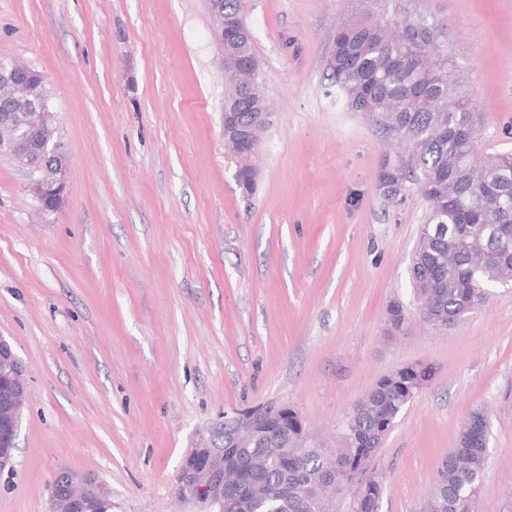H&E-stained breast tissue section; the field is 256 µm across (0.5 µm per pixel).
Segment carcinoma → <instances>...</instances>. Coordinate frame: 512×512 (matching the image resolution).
<instances>
[{"instance_id":"carcinoma-1","label":"carcinoma","mask_w":512,"mask_h":512,"mask_svg":"<svg viewBox=\"0 0 512 512\" xmlns=\"http://www.w3.org/2000/svg\"><path fill=\"white\" fill-rule=\"evenodd\" d=\"M416 32L408 40L391 19H365L336 32L326 73L348 110L359 112L402 140L409 156L393 169L406 185L417 186L428 209L419 226L410 264L416 301L430 308L424 322L444 331L481 309L512 280V153L474 160L477 135L471 102L459 90L448 57L440 51L443 29L422 21H404ZM224 63L236 91L224 96V111L255 129L265 101L257 98L258 57L247 37L224 42ZM49 100L46 85H28L7 103L13 112ZM486 240L489 259L471 264L468 241ZM391 333L405 330L406 314L389 307ZM433 378L423 362L406 364L382 377L366 392V406L349 412L342 445L329 452L304 448L285 465L263 448H242L233 492L245 512H335L336 498L359 480L364 462L375 456L413 394ZM480 410L461 424L455 445L437 469L432 491L420 512H475L487 459L474 445ZM266 484L271 495L251 496L252 485ZM382 492L372 487L353 500L352 512H377Z\"/></svg>"}]
</instances>
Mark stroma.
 <instances>
[{"mask_svg":"<svg viewBox=\"0 0 512 512\" xmlns=\"http://www.w3.org/2000/svg\"><path fill=\"white\" fill-rule=\"evenodd\" d=\"M369 10L444 28L479 153L512 151V0H248L270 105L249 196L205 0H0V58L45 75L67 163L47 215L0 154V335L28 376L0 512H47L63 470L104 480L112 512H185L199 436L288 406L308 445L335 447L367 389L413 362L435 375L365 465L378 512H417L477 409V510L512 512V293L445 332L386 330L390 301L416 309L425 204L382 194L401 145L336 105L325 71L337 26ZM222 130L225 145L234 152V156L238 161L239 170H237V177L240 176L242 171L247 167H250L253 170V173H255L256 166L254 164V158L256 156V147L259 141L251 140L249 142L247 152H242L240 149L241 143L243 141L248 140L250 136L247 138L246 136L238 132V130H234L232 122L225 124V119H223ZM251 163L253 164V166Z\"/></svg>","mask_w":512,"mask_h":512,"instance_id":"stroma-1","label":"stroma"}]
</instances>
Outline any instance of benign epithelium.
I'll return each instance as SVG.
<instances>
[{
    "label": "benign epithelium",
    "instance_id": "obj_1",
    "mask_svg": "<svg viewBox=\"0 0 512 512\" xmlns=\"http://www.w3.org/2000/svg\"><path fill=\"white\" fill-rule=\"evenodd\" d=\"M45 75L16 62L0 64V84L14 85ZM54 113L36 104L28 112L0 114V152L18 159L27 170L28 189L43 210L57 211L64 202L66 164L63 146L53 135ZM224 143L234 152L238 169L251 166L257 142L240 149L247 137L222 126ZM26 400V370L11 344L0 336V473L14 467L17 440ZM288 407L259 409L224 423V427L200 438L183 457L177 474L178 497L194 506V512H240L236 500L224 495L227 475L224 452L230 448H269L277 458L285 457L288 441L282 430L288 424ZM112 503V491L97 475L62 471L48 487V500L55 512H87L93 500Z\"/></svg>",
    "mask_w": 512,
    "mask_h": 512
}]
</instances>
